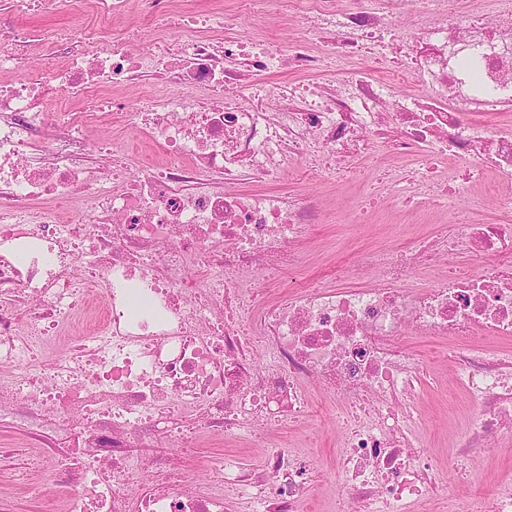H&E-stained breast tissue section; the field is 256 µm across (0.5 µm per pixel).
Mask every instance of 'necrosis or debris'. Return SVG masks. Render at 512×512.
<instances>
[{
	"mask_svg": "<svg viewBox=\"0 0 512 512\" xmlns=\"http://www.w3.org/2000/svg\"><path fill=\"white\" fill-rule=\"evenodd\" d=\"M39 1L74 20L44 35L66 65L0 85V431L12 436L0 456L41 449L67 485L64 512H317L309 457L275 435L309 419L316 388L340 431L334 480L348 493L334 512H473L424 449L438 353L407 339L446 344L471 409L456 456L495 442L512 422V356L483 342L512 339V224L458 223L456 202L487 176L512 188V124L472 120L512 112V0H291L304 34L278 46L199 35L260 21L269 0H230L175 42L178 0H151L156 36L137 48L120 28L130 0L11 3L28 15ZM88 9L97 25L81 23ZM362 55L381 74H343ZM284 72L320 79L255 82L242 105L245 77ZM407 83L418 93L395 95ZM128 84L139 97L110 109L163 145L162 163L130 174L117 142L105 181L72 139L35 167L38 97L89 102ZM272 97L286 109L269 111ZM376 152L403 162L388 172L402 206L439 223L401 249L362 251L371 285L297 280L322 214L279 190L284 170L326 181ZM461 252L476 269L452 264ZM207 439L231 446L187 479L181 451ZM244 444L264 447L262 465L245 464Z\"/></svg>",
	"mask_w": 512,
	"mask_h": 512,
	"instance_id": "4bbe7bcc",
	"label": "necrosis or debris"
}]
</instances>
